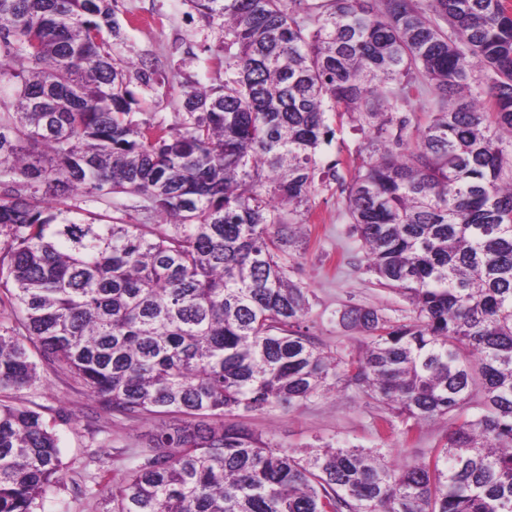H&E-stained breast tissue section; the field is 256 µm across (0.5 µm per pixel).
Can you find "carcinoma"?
I'll use <instances>...</instances> for the list:
<instances>
[{
  "label": "carcinoma",
  "instance_id": "obj_1",
  "mask_svg": "<svg viewBox=\"0 0 512 512\" xmlns=\"http://www.w3.org/2000/svg\"><path fill=\"white\" fill-rule=\"evenodd\" d=\"M224 33L180 121L136 118L117 0H0V512L65 483L59 438L15 401L64 376L152 424L103 512H512V12L503 0H188ZM424 127L403 107L426 92ZM349 117L348 175L320 154ZM336 183L403 322L347 306L359 354L301 330L288 274L316 183ZM147 221L125 224L122 199ZM71 200L117 216H72ZM46 372L41 373L37 361ZM339 385L443 446L277 449L235 418ZM481 412L466 414L471 403Z\"/></svg>",
  "mask_w": 512,
  "mask_h": 512
}]
</instances>
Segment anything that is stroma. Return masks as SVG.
<instances>
[{"mask_svg":"<svg viewBox=\"0 0 512 512\" xmlns=\"http://www.w3.org/2000/svg\"><path fill=\"white\" fill-rule=\"evenodd\" d=\"M117 5L123 33L118 53L134 61L143 57L156 61L152 87L133 88L140 107L174 123L182 83L191 79L205 84L215 77L209 57L221 47L224 35L200 19L189 0H117ZM302 222L308 231L289 249L290 276L309 290L311 309L305 324L324 350L359 351L361 336L338 321L347 305L375 307L395 321L409 316L408 302L376 286L373 276L365 272L364 253L359 241L348 234L350 219L335 184L318 187ZM18 398L26 405L39 406L61 438L66 484L50 496L45 512L61 507L66 512H101L100 498L83 493L89 477H101L109 485L118 482L145 442V425L103 417L98 421L99 434H89L85 419L89 399L63 378L52 379L45 391H21ZM383 413L382 405L367 402L349 388L314 397L290 411L254 412L245 422L272 445L298 455L330 442L381 448L396 463L441 447L453 424L449 417L436 420L406 440L395 431L378 432L376 420Z\"/></svg>","mask_w":512,"mask_h":512,"instance_id":"35a3bbf8","label":"stroma"}]
</instances>
